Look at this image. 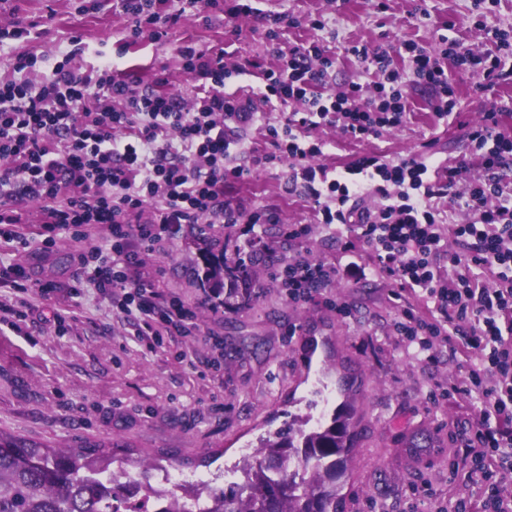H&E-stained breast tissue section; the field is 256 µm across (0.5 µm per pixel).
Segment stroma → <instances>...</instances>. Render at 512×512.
I'll use <instances>...</instances> for the list:
<instances>
[{"label": "stroma", "instance_id": "35a3bbf8", "mask_svg": "<svg viewBox=\"0 0 512 512\" xmlns=\"http://www.w3.org/2000/svg\"><path fill=\"white\" fill-rule=\"evenodd\" d=\"M420 3L430 19L416 17ZM260 6L303 17L325 16L328 26L322 36L338 50L350 42L388 48L412 39L435 48L441 38L453 37L473 49L482 42L472 19L474 0H387L381 14L371 0H338L334 5L329 0H261ZM450 19L455 28H445ZM126 21L117 0H99L97 10L86 14L76 13L73 0H0V26H36L28 40L0 52V76L11 73L19 54L36 57L40 67L51 66L70 51V39L77 35L84 45L78 60L83 69H96L106 60L148 75L164 69L168 91L188 96L192 84L176 60L181 40L205 49L221 47L236 58L265 53L250 19H239L240 33L232 38L226 36L222 19L207 26L191 15L168 40L146 41L124 52L118 40ZM474 84L471 76L457 75L456 119L434 118L429 92L413 87V115L402 128L361 143L342 139L334 127L318 128L317 137L329 144L324 163L340 168L365 153L398 161L430 140L442 156L455 160L466 152L465 124L481 118L485 97ZM242 195L250 205L273 204L282 211V223L264 228L273 259L296 252V244L284 238L283 226L310 223L311 211L278 171L259 174ZM191 233L190 225H172L168 251L149 254L146 262L160 269L163 291L199 304L203 333H218L221 350L212 349L203 333L156 344L152 337L139 335L137 320L114 311L88 284L73 297L60 294L45 300L29 294L27 317L18 329L0 322V432L52 446L119 440L130 449L129 463L148 453L165 466L174 456L184 461L179 475L211 478L218 468L237 462L244 448L257 445L259 437L282 427L289 416L316 415L326 404H338V397H324L317 388L322 383L335 386L349 366L363 378L364 431L341 491L345 512H410V488L423 482L449 496L448 473L457 449L454 424L470 415L472 406L461 396L454 404L436 407L427 395L457 378L451 346H443L435 366L414 358L394 334L390 287L373 276L333 284L331 295L351 308L346 318L321 303L292 306L278 286L237 311H211L195 285L199 256L185 248ZM74 254V243L62 236L46 255L19 246L0 248V263L20 264L33 278L64 288L75 271ZM57 312L66 314L64 325L53 323ZM311 339L317 349L306 360L302 348ZM178 351L184 360L175 359ZM216 358L220 372L205 371V364ZM421 432L431 433L438 445L415 457L401 443Z\"/></svg>", "mask_w": 512, "mask_h": 512}]
</instances>
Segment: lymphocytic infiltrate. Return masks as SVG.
I'll return each mask as SVG.
<instances>
[{
    "label": "lymphocytic infiltrate",
    "instance_id": "lymphocytic-infiltrate-1",
    "mask_svg": "<svg viewBox=\"0 0 512 512\" xmlns=\"http://www.w3.org/2000/svg\"><path fill=\"white\" fill-rule=\"evenodd\" d=\"M120 2L131 20L125 46L160 41L184 16L207 21L217 10L228 25L252 18L265 53L234 61L183 41L177 55L195 89L189 97L165 91L163 73L148 81L108 63L80 72L70 53L35 80L36 58L17 55L12 78L0 79V244L35 241L47 250L67 231L86 282L139 320L141 335L159 343L197 336L196 305L159 291L160 272L144 257L168 249L174 224H238L240 255L268 253L262 227L283 224L280 210L246 207L240 189L259 172L279 170L309 204L313 224L340 232L343 250L362 245L371 273L393 284L403 303L395 331L415 355L434 364L441 347L452 345L459 380L432 399L463 395L481 404L475 420L456 425L462 453L450 480L461 489L452 512H512V136L501 128L512 104L494 94L512 81V31L485 27L491 47L484 51L449 39L434 52L411 39L392 50L347 45L342 53L372 80L332 93L337 54L329 45L284 42L290 28L324 30L322 19L266 11L255 0ZM253 70L263 76L258 92L226 91ZM456 73L492 95L481 122L468 129L461 158L424 149L397 162L363 156L340 171L322 163L327 144L311 130L335 124L344 138L362 141L404 126L410 87L433 93L436 119L454 115ZM274 103L283 111L276 121L268 112ZM255 129L266 146L245 149L243 137ZM244 151L248 163L233 164ZM445 196L467 223H446L434 205ZM31 202L36 211H28ZM31 222L35 231L22 232ZM313 224H283L301 249L273 273L297 307L315 303L339 275L305 250ZM480 269L492 271L494 284L477 277ZM410 294L420 295L427 313L406 304Z\"/></svg>",
    "mask_w": 512,
    "mask_h": 512
}]
</instances>
